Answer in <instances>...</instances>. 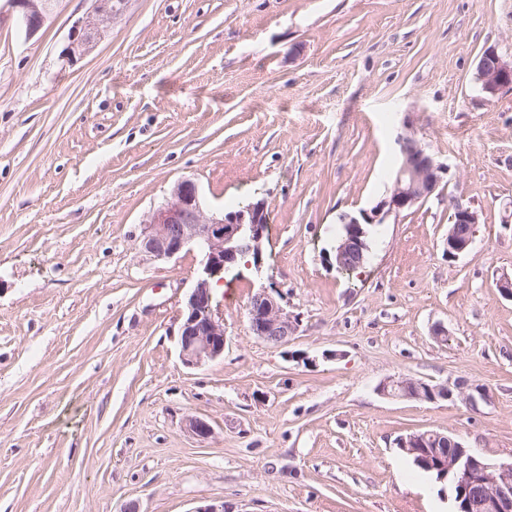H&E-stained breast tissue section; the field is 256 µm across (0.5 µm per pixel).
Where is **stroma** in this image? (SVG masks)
<instances>
[{
    "label": "stroma",
    "mask_w": 512,
    "mask_h": 512,
    "mask_svg": "<svg viewBox=\"0 0 512 512\" xmlns=\"http://www.w3.org/2000/svg\"><path fill=\"white\" fill-rule=\"evenodd\" d=\"M88 9L57 0L30 38L0 21V512H452L396 440L512 459V91L476 79L486 47L512 53V0H128L65 63ZM402 135L448 173L342 272L340 218L388 196ZM186 179L205 210L269 217L199 368L177 332L200 253L141 247ZM455 196L481 219L451 257ZM262 285L301 318L279 347L249 329ZM398 377L452 395L379 392Z\"/></svg>",
    "instance_id": "stroma-1"
}]
</instances>
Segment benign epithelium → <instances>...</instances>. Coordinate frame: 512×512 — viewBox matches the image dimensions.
<instances>
[{"label":"benign epithelium","mask_w":512,"mask_h":512,"mask_svg":"<svg viewBox=\"0 0 512 512\" xmlns=\"http://www.w3.org/2000/svg\"><path fill=\"white\" fill-rule=\"evenodd\" d=\"M86 16L72 26L61 57L68 63L84 55L104 30L124 10L127 0H90ZM55 0H4L0 10L16 20L26 36L35 35L54 9ZM480 90L487 99L501 91L512 90V56L495 47L486 48L477 63ZM403 162L394 178L389 195L376 213L388 215L409 210L432 195L444 180L448 168L411 136L399 138ZM453 214L448 227V256L466 251L480 224L477 210L459 199L452 201ZM266 204L257 201L220 217L204 212L195 182L183 180L174 187L171 198L153 211L146 223L142 248L156 259L170 258L193 245L201 254L198 273L178 329L179 353L189 367L201 366L224 356V318L213 305L211 278L233 266L238 255L251 257L249 265L261 270L264 263L262 241L266 231ZM341 223L346 234L335 254V263L361 266L369 247L363 224L374 223L364 215L358 219L345 215ZM275 289L262 286L251 296L248 305L252 335L280 346L288 342L300 327L299 316L284 308L274 295ZM379 391L396 399L435 401L450 396L445 386H431L414 378L390 379ZM397 445L414 456L415 462L435 470L440 479L452 480L460 490L455 500L456 512H512V461L495 462L466 447L461 438L440 431L425 436L420 432L399 438Z\"/></svg>","instance_id":"1"}]
</instances>
